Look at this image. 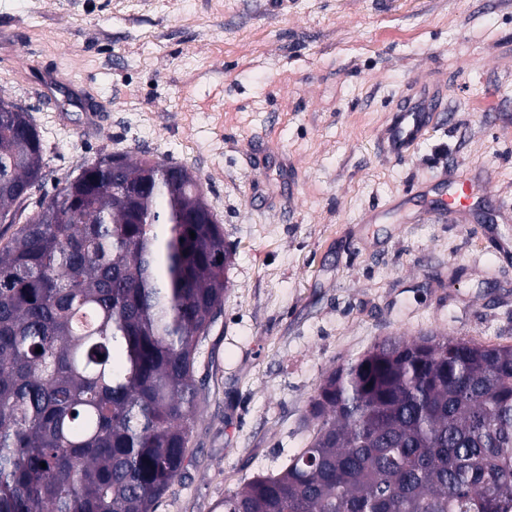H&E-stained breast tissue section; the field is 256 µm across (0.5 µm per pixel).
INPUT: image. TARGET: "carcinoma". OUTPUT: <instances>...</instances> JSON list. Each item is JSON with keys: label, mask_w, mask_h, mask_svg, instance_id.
Wrapping results in <instances>:
<instances>
[{"label": "carcinoma", "mask_w": 512, "mask_h": 512, "mask_svg": "<svg viewBox=\"0 0 512 512\" xmlns=\"http://www.w3.org/2000/svg\"><path fill=\"white\" fill-rule=\"evenodd\" d=\"M44 167L0 98V224H21L0 245V512H155L189 463L232 252L219 220L192 223L182 165L105 153L27 214ZM308 412L307 446L224 512H512V345L388 338Z\"/></svg>", "instance_id": "1"}]
</instances>
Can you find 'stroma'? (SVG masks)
Returning a JSON list of instances; mask_svg holds the SVG:
<instances>
[{"label":"stroma","instance_id":"obj_1","mask_svg":"<svg viewBox=\"0 0 512 512\" xmlns=\"http://www.w3.org/2000/svg\"><path fill=\"white\" fill-rule=\"evenodd\" d=\"M421 84L451 120L391 159ZM0 97L43 135V193L103 153L183 165L232 247L157 512L277 472L321 378L376 341L512 344V0H0ZM444 172L488 182L474 220L399 209Z\"/></svg>","mask_w":512,"mask_h":512}]
</instances>
